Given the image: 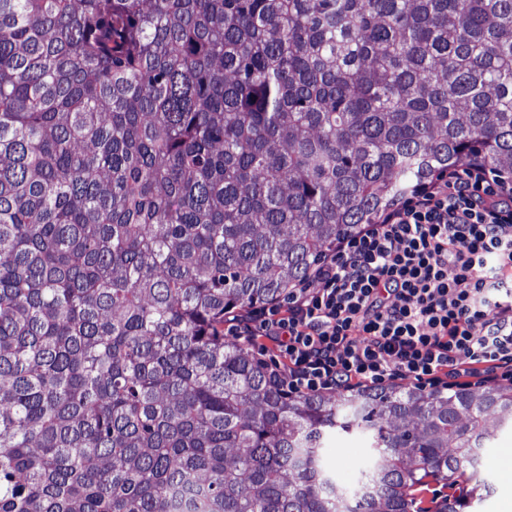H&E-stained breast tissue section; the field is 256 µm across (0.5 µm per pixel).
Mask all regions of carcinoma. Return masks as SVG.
<instances>
[{"instance_id":"carcinoma-1","label":"carcinoma","mask_w":512,"mask_h":512,"mask_svg":"<svg viewBox=\"0 0 512 512\" xmlns=\"http://www.w3.org/2000/svg\"><path fill=\"white\" fill-rule=\"evenodd\" d=\"M478 164L512 176V0H0V512L490 496L512 382L291 396L224 338ZM334 431L372 440L351 491Z\"/></svg>"}]
</instances>
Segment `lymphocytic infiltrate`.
Returning a JSON list of instances; mask_svg holds the SVG:
<instances>
[{"label": "lymphocytic infiltrate", "mask_w": 512, "mask_h": 512, "mask_svg": "<svg viewBox=\"0 0 512 512\" xmlns=\"http://www.w3.org/2000/svg\"><path fill=\"white\" fill-rule=\"evenodd\" d=\"M224 321L291 395L512 378V184L468 166L414 188L288 300Z\"/></svg>", "instance_id": "f902f5d3"}]
</instances>
